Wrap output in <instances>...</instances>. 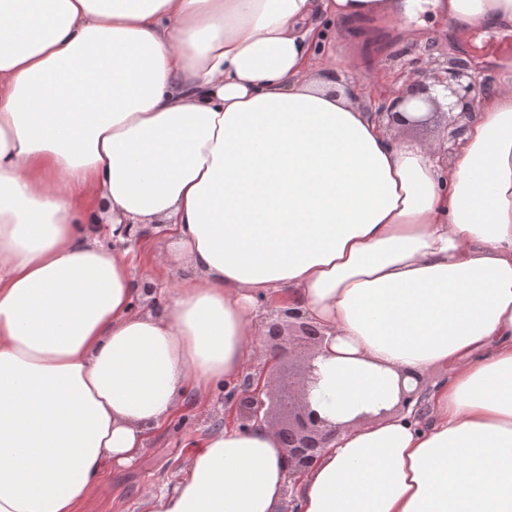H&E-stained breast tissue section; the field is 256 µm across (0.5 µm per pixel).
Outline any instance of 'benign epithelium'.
<instances>
[{
  "instance_id": "1",
  "label": "benign epithelium",
  "mask_w": 512,
  "mask_h": 512,
  "mask_svg": "<svg viewBox=\"0 0 512 512\" xmlns=\"http://www.w3.org/2000/svg\"><path fill=\"white\" fill-rule=\"evenodd\" d=\"M434 85L442 88L443 97L450 103L443 105L431 95V86L418 83L402 93L397 105L423 103L430 106V113L440 114L446 122L445 151L452 150L462 135L467 113L454 114L460 103H472L485 90L489 79L466 66L455 64L446 68L445 74L433 76ZM123 237L134 243L146 237L149 230L142 224H122ZM325 331L298 311L284 310L280 319L268 325L264 340L266 365L275 368L304 350L313 351L297 379L301 400L295 401L291 389L274 394L268 389L266 371L250 372L224 394V401L232 405L240 429L248 430L257 423H269L271 410H276L283 420L275 428V436L285 449L290 476L300 474L314 465L320 451L336 439L341 426L328 423L319 417L309 403L310 389L316 382L313 360L325 343Z\"/></svg>"
}]
</instances>
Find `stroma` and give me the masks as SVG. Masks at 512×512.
Here are the masks:
<instances>
[{
  "label": "stroma",
  "mask_w": 512,
  "mask_h": 512,
  "mask_svg": "<svg viewBox=\"0 0 512 512\" xmlns=\"http://www.w3.org/2000/svg\"><path fill=\"white\" fill-rule=\"evenodd\" d=\"M423 26L421 40L411 43L393 38L391 46L374 58L372 71L385 84L401 83L410 87L431 80L434 72L455 61H469L479 51L469 41H461L460 54L448 50V23L431 8H424L412 19ZM164 236L151 237L148 248L137 252L133 262L135 279L150 277L161 285L184 275V268L157 264L155 256L165 251ZM224 418V391L216 389L204 400L187 396L179 414L169 423L151 432L142 455L132 464L107 469L92 484L77 512H145L148 492L166 490L186 475L197 444Z\"/></svg>",
  "instance_id": "stroma-1"
}]
</instances>
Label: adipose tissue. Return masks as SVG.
Segmentation results:
<instances>
[{"instance_id": "obj_1", "label": "adipose tissue", "mask_w": 512, "mask_h": 512, "mask_svg": "<svg viewBox=\"0 0 512 512\" xmlns=\"http://www.w3.org/2000/svg\"><path fill=\"white\" fill-rule=\"evenodd\" d=\"M433 2L512 34V0ZM419 7L0 0V512H76L242 375L262 299L328 336L309 402L342 431L299 512H512V62L450 155L395 138L347 45ZM100 200L186 260L156 311ZM437 366L424 417L394 413ZM288 490L274 434L228 424L147 512H281Z\"/></svg>"}]
</instances>
